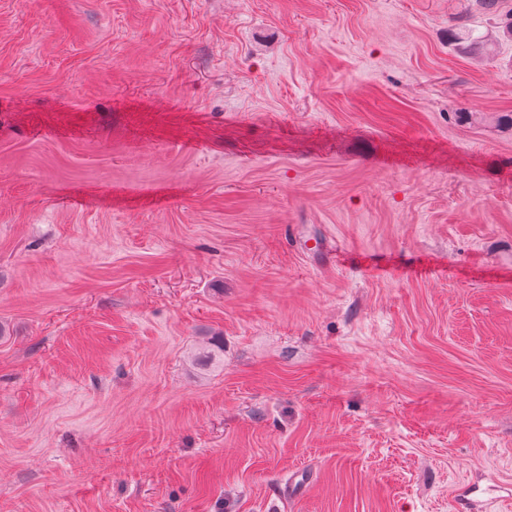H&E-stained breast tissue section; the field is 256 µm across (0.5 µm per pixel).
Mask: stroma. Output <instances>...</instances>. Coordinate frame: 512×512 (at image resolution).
Here are the masks:
<instances>
[{"mask_svg": "<svg viewBox=\"0 0 512 512\" xmlns=\"http://www.w3.org/2000/svg\"><path fill=\"white\" fill-rule=\"evenodd\" d=\"M511 16L0 0V512H512Z\"/></svg>", "mask_w": 512, "mask_h": 512, "instance_id": "obj_1", "label": "stroma"}]
</instances>
